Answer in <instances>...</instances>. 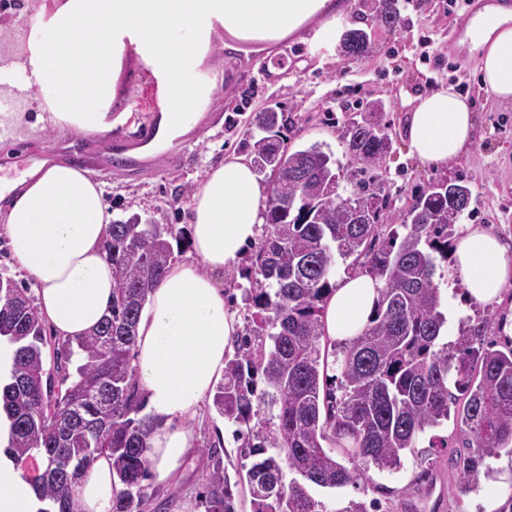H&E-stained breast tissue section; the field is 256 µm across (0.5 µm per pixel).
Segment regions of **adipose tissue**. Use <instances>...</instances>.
Listing matches in <instances>:
<instances>
[{"label": "adipose tissue", "mask_w": 512, "mask_h": 512, "mask_svg": "<svg viewBox=\"0 0 512 512\" xmlns=\"http://www.w3.org/2000/svg\"><path fill=\"white\" fill-rule=\"evenodd\" d=\"M349 27L341 0H50L35 13L18 59L0 57L9 82L27 84L31 112L16 124L105 134L118 100L127 55L159 79L158 110L168 138L189 133L216 89L204 68L216 30L234 52L272 54L281 42L310 32L315 49H333ZM468 51L486 92L512 102V9L489 5L466 29ZM406 145L432 169L464 154L473 142L472 103L453 87L408 102ZM0 214L15 261L27 273L43 318L55 333L76 339L101 323L112 305V266L103 243L112 214L105 192L86 170L39 167L12 187ZM266 187L244 157L210 166L192 195L190 235L196 261L171 266L141 313L136 374L157 419L147 459L156 482H168L191 449L183 423L209 397L224 356L241 332L218 272L238 265L263 224ZM449 258L474 304H500L512 285V244L466 225ZM383 283L367 273L342 274L323 308L329 343L362 336ZM9 420L0 415V512H39L22 471L4 452ZM116 491L112 461L100 457L79 480L84 512H105Z\"/></svg>", "instance_id": "obj_1"}]
</instances>
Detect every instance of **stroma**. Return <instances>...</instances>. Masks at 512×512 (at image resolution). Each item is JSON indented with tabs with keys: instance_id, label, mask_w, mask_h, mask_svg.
<instances>
[{
	"instance_id": "stroma-1",
	"label": "stroma",
	"mask_w": 512,
	"mask_h": 512,
	"mask_svg": "<svg viewBox=\"0 0 512 512\" xmlns=\"http://www.w3.org/2000/svg\"><path fill=\"white\" fill-rule=\"evenodd\" d=\"M39 0H11L0 7V55L19 56L26 27ZM350 13L365 18L371 48L364 57L343 62L332 56L320 63L310 47L290 40L277 47V72H269L258 54L222 55L220 62L205 61L216 75L217 89L199 127L175 138L144 168L130 171L116 167L109 173L90 170L100 182L113 217L134 212L148 215L160 224L188 227L190 197H179L185 185H197L205 170L234 156L246 155L250 135L249 119L265 107L287 113L293 126L284 132L289 150L322 144L336 160H344L341 140L344 114L357 111L379 100L383 120L388 124L392 150L385 166L396 206H405L412 191L441 179H460L472 192L468 213L462 224H476L512 243V103H504L481 88L475 76V62L458 42L449 40L452 18L448 0H400V23L392 30L375 24L364 0H347ZM430 46H423L422 36ZM158 81L146 66L125 61L120 78L121 96L113 105L112 130L105 134L83 135L53 128L37 130L25 138L0 140V155L38 152L46 144L58 150L56 162H64L65 152L80 142L89 150L106 151L113 138L139 131L157 121ZM451 86L468 95L474 103L473 146L461 157L439 170L420 165L406 155L404 116L408 97L439 86ZM435 281L440 289L442 310L447 323L443 341L458 335L461 321L486 314L495 320L512 316V287L503 303L486 309L470 303L464 288L446 262H438ZM187 427L193 448L171 483H150V493L159 498L173 497L170 512H203L199 503L203 466L201 451L215 438H222L226 468L240 462L238 444L222 418L210 408H202ZM428 435H421L414 452L406 453L398 470L370 469L361 487L342 489L345 498L377 500L381 512H482L480 496L512 498V459L493 461L496 478L484 480L477 491L456 500L455 478L447 459L434 469L436 480L431 492H424L420 475L426 469Z\"/></svg>"
}]
</instances>
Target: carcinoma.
<instances>
[{
	"instance_id": "1",
	"label": "carcinoma",
	"mask_w": 512,
	"mask_h": 512,
	"mask_svg": "<svg viewBox=\"0 0 512 512\" xmlns=\"http://www.w3.org/2000/svg\"><path fill=\"white\" fill-rule=\"evenodd\" d=\"M375 21L394 29L399 0H370ZM343 41L358 59L367 42ZM283 112L252 115L247 144L256 173H277L269 184L265 224L243 276V300L254 309L251 328L236 337L212 407L242 442L231 480L216 444L203 452L204 512H236L232 484L249 488L252 512H379L377 501L318 500L315 488L357 486L367 472L394 470L420 434L452 418L462 446L448 440L430 455L450 453L457 492L477 488L488 459L512 457V344L497 349L485 338L489 315L468 321L457 338L439 343L446 318L434 282L435 256L448 259V241L471 189L439 180L415 191L408 208L389 210L380 170L391 138L381 113L367 108L342 131L347 165L374 172L336 187L342 164L314 144L288 151ZM404 233H399V229ZM188 236L172 224L138 214L112 220L104 251L114 287L109 316L79 340L46 334L28 289L0 273V337L16 346L11 382L0 388V410L11 421L4 449L15 462L38 461L26 476L39 512H81L76 486L102 456L112 459L120 485L107 512H167L173 499L147 492L148 439L156 423L143 413L137 383L136 328L147 297L183 250ZM352 259L384 287L370 326L334 349L339 376L327 375L321 353L323 304L333 291L337 259ZM268 412L264 425L252 422Z\"/></svg>"
}]
</instances>
